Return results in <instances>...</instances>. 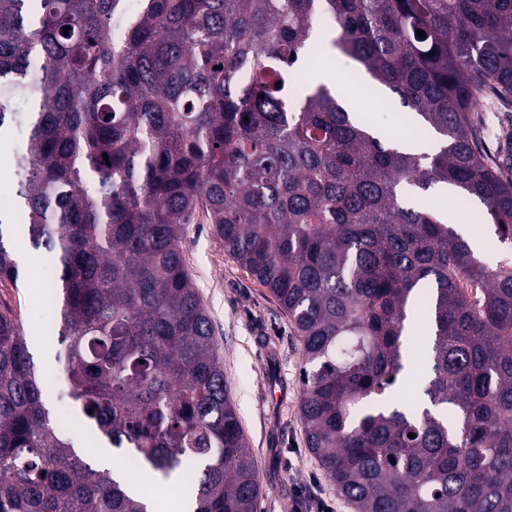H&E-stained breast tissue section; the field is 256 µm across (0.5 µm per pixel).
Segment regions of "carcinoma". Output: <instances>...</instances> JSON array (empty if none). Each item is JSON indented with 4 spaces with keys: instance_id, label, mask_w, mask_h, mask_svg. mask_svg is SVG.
Returning a JSON list of instances; mask_svg holds the SVG:
<instances>
[{
    "instance_id": "cac0c4a2",
    "label": "carcinoma",
    "mask_w": 512,
    "mask_h": 512,
    "mask_svg": "<svg viewBox=\"0 0 512 512\" xmlns=\"http://www.w3.org/2000/svg\"><path fill=\"white\" fill-rule=\"evenodd\" d=\"M321 15L438 152L385 145L304 81ZM488 89L512 105V0H0V138L25 126L0 285L23 284L21 235L56 268L58 360L85 424L139 470L180 475L195 512H258L184 260L203 218L302 338L307 447L356 512H512V264L403 202L449 186L512 244V133L493 161L477 146ZM411 311L430 342L408 403ZM0 512H146L58 429L6 303Z\"/></svg>"
}]
</instances>
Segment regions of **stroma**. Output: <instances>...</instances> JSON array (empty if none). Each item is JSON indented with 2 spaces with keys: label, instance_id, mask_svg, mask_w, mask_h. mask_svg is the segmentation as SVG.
<instances>
[{
  "label": "stroma",
  "instance_id": "35a3bbf8",
  "mask_svg": "<svg viewBox=\"0 0 512 512\" xmlns=\"http://www.w3.org/2000/svg\"><path fill=\"white\" fill-rule=\"evenodd\" d=\"M334 29H317L310 48L314 70L335 67L345 79L357 114L367 117L384 139L397 135L403 107L395 95L374 96L353 60L334 51ZM475 116L482 131V147L495 152L499 139L512 132V115L494 93L479 100ZM427 204L451 213L457 232L478 238L479 254L496 264L508 248L496 241L495 228L479 217L480 208L465 206L453 194H428ZM15 250L25 273L23 287L0 285V302L20 311L26 332L56 325L55 306L42 301L52 284L47 260L16 240ZM184 253L189 273L213 324L224 365V386L235 406L253 455L261 489L259 512H291L296 499L307 512H355L340 496L317 459L309 452L300 418L302 346L292 322L267 288L225 252L209 224L187 227ZM56 337L33 343L32 353L48 382L46 395L54 414L72 408L67 380L56 361Z\"/></svg>",
  "mask_w": 512,
  "mask_h": 512
}]
</instances>
